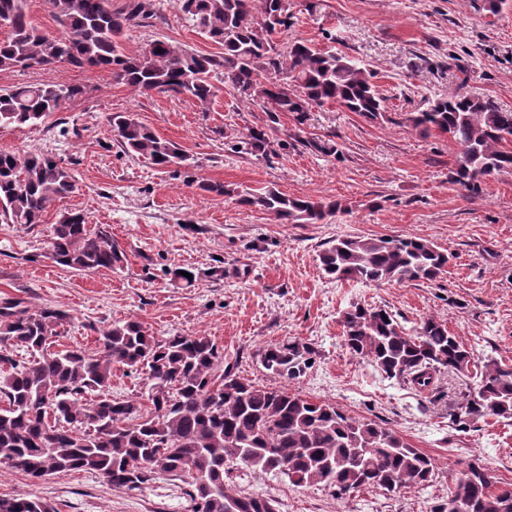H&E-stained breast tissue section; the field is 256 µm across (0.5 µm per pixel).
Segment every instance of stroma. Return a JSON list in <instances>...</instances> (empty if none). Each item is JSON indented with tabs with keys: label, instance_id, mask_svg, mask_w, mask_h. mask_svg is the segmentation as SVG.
I'll return each mask as SVG.
<instances>
[{
	"label": "stroma",
	"instance_id": "obj_1",
	"mask_svg": "<svg viewBox=\"0 0 512 512\" xmlns=\"http://www.w3.org/2000/svg\"><path fill=\"white\" fill-rule=\"evenodd\" d=\"M486 0H289L294 25L277 35L362 60L385 99L383 119L369 121L327 104L298 117L270 120L262 105L241 103L221 87L206 106L169 93L143 94L110 72L66 64L0 71V89L17 84L87 85L89 95L33 127L0 128V149L47 150L65 160L78 189L34 226L0 221V301L30 310L67 311L63 345L96 348L94 330L135 317L158 337H210L237 375L336 404L352 417L394 429L434 460L431 482L387 492L364 488L336 497L322 486H296L259 470L233 471L236 487L274 502L277 512H430L446 499L465 463L512 488V420L490 417L466 428L450 415L476 386L488 361L512 365V172L469 193L449 183L458 147L447 135H421L408 120L429 100L467 94L512 111V0L497 13ZM145 25L122 37L127 53L165 40L203 54L220 45L187 27L176 0H145ZM136 113L199 166L189 185L113 140L109 117ZM73 127L68 137L60 126ZM287 140L269 158L234 153L249 128ZM337 152L317 151L319 143ZM202 182L291 197L337 200L347 211L324 224H281L236 198L199 190ZM82 210L90 225L108 228L125 251L118 270L75 272L45 258L60 211ZM399 236L434 242L448 252L446 273L433 282L363 285L335 281L318 255L339 237ZM224 274L213 279L211 267ZM193 270V284L172 281ZM380 306L405 326L433 317L447 323L474 352L475 369L437 373L430 388L386 378L352 357L342 343L341 316L352 304ZM300 339L314 363L296 380L267 373V345ZM184 480L161 476L143 489L114 487L71 471L31 482L0 469V495H36L56 512H190Z\"/></svg>",
	"mask_w": 512,
	"mask_h": 512
}]
</instances>
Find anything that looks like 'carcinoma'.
<instances>
[{"label": "carcinoma", "instance_id": "1", "mask_svg": "<svg viewBox=\"0 0 512 512\" xmlns=\"http://www.w3.org/2000/svg\"><path fill=\"white\" fill-rule=\"evenodd\" d=\"M62 28L35 26L27 0H0V71L63 63L112 72L139 92L182 95L201 105L233 89L242 102L262 103L271 122L278 113L300 116L336 104L367 120L384 116L374 74L361 61L294 38L274 34L292 27L289 0H177L183 20L222 47L218 55L156 39L140 55L124 51V31L148 17L144 0H46ZM81 84L16 85L0 89V126H38L70 102L85 97ZM423 134L448 135L458 147L450 183L477 193L490 177L512 171V112L464 94L436 98L409 116ZM112 137L125 153L192 184L195 161L163 139L133 112L110 117ZM266 132L250 130L232 145L236 153L267 158ZM220 197L257 206L281 224H319L344 212L337 201L289 197L275 188L260 193L220 182L198 184ZM77 190L59 157L0 150V217L32 226ZM48 258L77 272L124 267L126 253L104 227L89 228L81 212L65 210L53 225ZM322 270L338 281L365 285L432 282L448 267V254L415 237L338 238L319 254ZM70 315L57 308L32 311L19 301L0 303V469H16L34 482L68 471L95 474L115 487L136 490L156 476L188 480L192 512H276L268 498L243 494L232 469L282 474L303 486L322 485L347 495L364 488L387 492L428 484L433 459L395 430L356 419L334 404L298 392L269 388L220 368L224 353L207 336L158 338L129 318L95 329L94 352L58 348ZM343 343L355 357L387 378L428 387L433 373L469 371L473 351L433 317L406 329L381 307L356 304L341 319ZM27 358L18 360L14 353ZM314 350L300 340L267 346L262 367L296 380L312 364ZM122 366L145 372L147 395L112 396V372ZM489 416L512 419V365L494 361L457 406L460 425ZM0 512H54L37 496L0 497ZM430 512H512V489L494 488L481 465L460 471L448 498Z\"/></svg>", "mask_w": 512, "mask_h": 512}]
</instances>
